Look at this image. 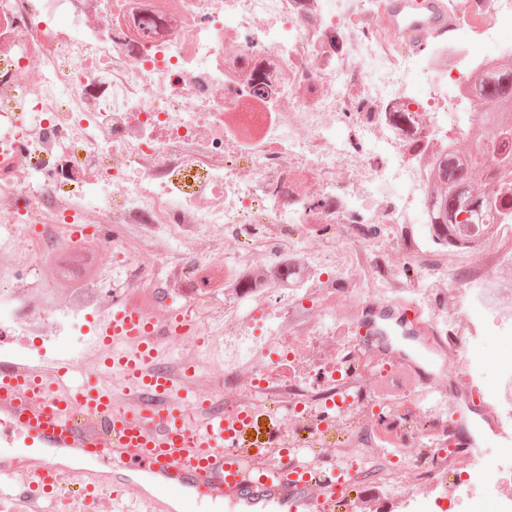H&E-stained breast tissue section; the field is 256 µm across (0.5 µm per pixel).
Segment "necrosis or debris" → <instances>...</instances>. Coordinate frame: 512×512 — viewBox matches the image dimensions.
<instances>
[{
  "mask_svg": "<svg viewBox=\"0 0 512 512\" xmlns=\"http://www.w3.org/2000/svg\"><path fill=\"white\" fill-rule=\"evenodd\" d=\"M381 0H0V341L38 342L70 329L57 309L25 314L45 294L36 270L66 250L75 230L143 224L176 245L160 257L128 241L103 243L94 289L122 281L155 297L163 282L201 264L224 268L225 296L245 272L296 259L291 275L256 296L253 326L225 319L224 369L217 398L225 415L281 403L291 448L318 443L321 418L342 423L347 441L329 449L338 478L383 465V488L425 490L456 468L450 398L398 363L370 354L357 332L361 308L379 301L388 260L396 275L414 272L408 296L447 290V265L406 232L432 224L428 197L435 157L464 151L481 134L487 104L470 76L512 58L471 55L461 34L498 38L512 0H463L456 34L430 52L388 44L377 22ZM423 92L411 94L412 81ZM224 227V250L204 245ZM378 224L401 229L381 240ZM481 242L476 275L465 287L472 306L512 334V221L494 232L467 224ZM337 251L322 272L320 258ZM224 298L191 308L203 335ZM336 339V356L293 380L298 346ZM251 367L249 382L238 366ZM392 392L412 386L418 411L384 414L374 375ZM458 512H512V484L477 469L455 488Z\"/></svg>",
  "mask_w": 512,
  "mask_h": 512,
  "instance_id": "1",
  "label": "necrosis or debris"
}]
</instances>
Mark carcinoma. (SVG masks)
Returning <instances> with one entry per match:
<instances>
[{"label": "carcinoma", "instance_id": "carcinoma-1", "mask_svg": "<svg viewBox=\"0 0 512 512\" xmlns=\"http://www.w3.org/2000/svg\"><path fill=\"white\" fill-rule=\"evenodd\" d=\"M473 90L489 103L482 124L500 149L489 159L474 160L470 154L435 159L430 199L438 239L445 245L455 225L474 223L499 198L512 200V60L478 73Z\"/></svg>", "mask_w": 512, "mask_h": 512}]
</instances>
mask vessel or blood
Masks as SVG:
<instances>
[{"label":"vessel or blood","instance_id":"1","mask_svg":"<svg viewBox=\"0 0 512 512\" xmlns=\"http://www.w3.org/2000/svg\"><path fill=\"white\" fill-rule=\"evenodd\" d=\"M378 20L391 39L418 48L455 26L445 0H384ZM192 326L189 310L161 319L130 297H113L96 326L107 381H88L65 359L47 370L0 364V436L22 438L28 448L86 453L106 467L118 460L147 473L161 487L160 496L146 498L148 512H168L173 495L221 503L228 512H335V470L287 478V463L265 467L274 448L251 417L198 416L187 379L164 370L157 341L160 333L183 336ZM395 326L407 336L422 332L379 303L360 321L367 343L379 347L389 346ZM19 474L16 484H0L1 500H38L57 478L46 459Z\"/></svg>","mask_w":512,"mask_h":512}]
</instances>
